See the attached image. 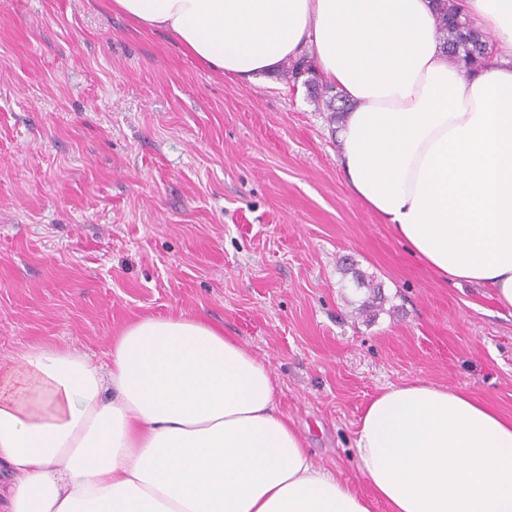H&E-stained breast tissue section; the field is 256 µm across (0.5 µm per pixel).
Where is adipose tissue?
Instances as JSON below:
<instances>
[{
    "label": "adipose tissue",
    "instance_id": "adipose-tissue-1",
    "mask_svg": "<svg viewBox=\"0 0 512 512\" xmlns=\"http://www.w3.org/2000/svg\"><path fill=\"white\" fill-rule=\"evenodd\" d=\"M496 39L449 65L430 0H112L243 84L308 56L351 104L353 196L445 283L512 313V0H456ZM355 491L319 463L267 364L186 314L129 323L103 362L36 345L0 363L6 512H512V419L466 392L384 386L354 438Z\"/></svg>",
    "mask_w": 512,
    "mask_h": 512
}]
</instances>
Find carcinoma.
Returning a JSON list of instances; mask_svg holds the SVG:
<instances>
[{"instance_id":"obj_1","label":"carcinoma","mask_w":512,"mask_h":512,"mask_svg":"<svg viewBox=\"0 0 512 512\" xmlns=\"http://www.w3.org/2000/svg\"><path fill=\"white\" fill-rule=\"evenodd\" d=\"M434 16L437 31L448 54V63L462 66L471 72L480 70L492 54L486 36L469 19L461 16L455 0H434ZM312 70V62L305 57L285 66L286 74L294 81Z\"/></svg>"}]
</instances>
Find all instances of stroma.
<instances>
[{"label":"stroma","instance_id":"stroma-1","mask_svg":"<svg viewBox=\"0 0 512 512\" xmlns=\"http://www.w3.org/2000/svg\"><path fill=\"white\" fill-rule=\"evenodd\" d=\"M109 0H0V361L105 358L187 312L262 358L315 458L361 493L382 386L462 389L512 416V315L410 259L348 190L329 114L279 72L238 84ZM381 288L372 315L353 272Z\"/></svg>","mask_w":512,"mask_h":512}]
</instances>
